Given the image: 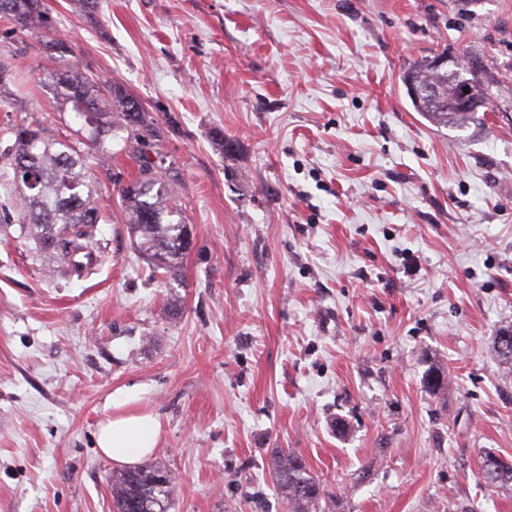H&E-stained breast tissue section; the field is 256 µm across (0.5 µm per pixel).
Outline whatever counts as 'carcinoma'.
Here are the masks:
<instances>
[{
    "label": "carcinoma",
    "mask_w": 512,
    "mask_h": 512,
    "mask_svg": "<svg viewBox=\"0 0 512 512\" xmlns=\"http://www.w3.org/2000/svg\"><path fill=\"white\" fill-rule=\"evenodd\" d=\"M0 19L11 32L46 36L53 30L42 0H0ZM402 79L428 90L412 100L416 111L439 126L465 127L477 119L476 111L450 112L448 99L461 88L477 107H488L478 71L460 65L455 58L438 67L423 60ZM44 84L62 107L83 118L72 138H64L49 126L30 121L14 128V141L0 152V159L14 171V182L24 199L16 215L5 213L0 224L26 225L30 238L51 253L54 262L78 277L109 261L97 246L101 213L97 206L99 183L86 162V151L105 156L112 141L126 134L125 145L139 143L138 128L149 126L139 102L119 87L102 95L97 85L72 68L47 74ZM128 232L138 253L147 258L153 272L172 277L190 249L188 227L182 212L172 203V181L155 167L144 165L139 176L120 191ZM501 362L512 365V325L495 336ZM479 474L490 483H512V463L489 453L481 458ZM276 487L291 512H317L323 488L301 459L283 450L273 467ZM115 512H169L174 495L168 471L160 465L117 472L109 477Z\"/></svg>",
    "instance_id": "carcinoma-1"
}]
</instances>
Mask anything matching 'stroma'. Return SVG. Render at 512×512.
<instances>
[{"instance_id": "35a3bbf8", "label": "stroma", "mask_w": 512, "mask_h": 512, "mask_svg": "<svg viewBox=\"0 0 512 512\" xmlns=\"http://www.w3.org/2000/svg\"><path fill=\"white\" fill-rule=\"evenodd\" d=\"M66 54L0 22L13 126L81 127L44 75L66 63L152 121L192 234L178 275L134 249L117 189L141 158L90 154L110 263L77 277L0 228V512H114L95 434L150 411L169 512H288L292 450L324 512H512V0H44ZM476 59L484 123L437 127L402 82ZM230 150H223V143ZM176 306L175 319L161 311ZM445 374L429 390V371ZM276 487L288 501L291 512H316L323 488L292 451L283 450L273 467ZM479 474L490 483H512V463L489 453L481 458L478 466Z\"/></svg>"}]
</instances>
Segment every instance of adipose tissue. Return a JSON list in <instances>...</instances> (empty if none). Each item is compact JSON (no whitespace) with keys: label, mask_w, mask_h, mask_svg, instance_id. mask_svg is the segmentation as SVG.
I'll list each match as a JSON object with an SVG mask.
<instances>
[{"label":"adipose tissue","mask_w":512,"mask_h":512,"mask_svg":"<svg viewBox=\"0 0 512 512\" xmlns=\"http://www.w3.org/2000/svg\"><path fill=\"white\" fill-rule=\"evenodd\" d=\"M161 423L151 413H119L99 426L96 444L112 462L130 466L149 456L157 448Z\"/></svg>","instance_id":"ef3b65f1"}]
</instances>
